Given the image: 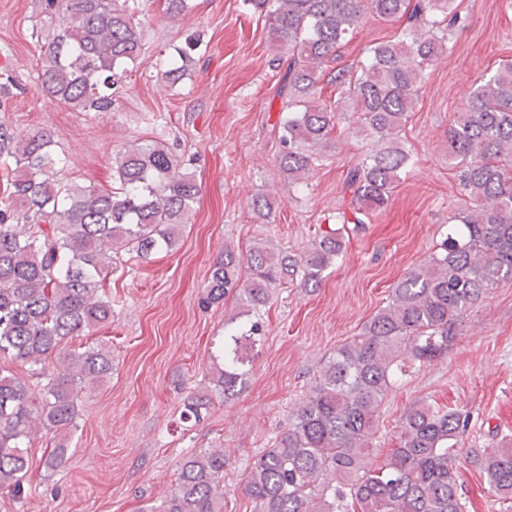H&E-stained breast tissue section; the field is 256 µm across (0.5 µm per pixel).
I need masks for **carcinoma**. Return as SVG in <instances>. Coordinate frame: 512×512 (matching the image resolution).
Returning a JSON list of instances; mask_svg holds the SVG:
<instances>
[{"mask_svg":"<svg viewBox=\"0 0 512 512\" xmlns=\"http://www.w3.org/2000/svg\"><path fill=\"white\" fill-rule=\"evenodd\" d=\"M264 11L271 41L288 53L279 89L278 164L302 181L313 151L343 119L379 148L348 173L346 189L369 211L386 208L410 161L400 133L430 68L448 51L443 33L458 15L453 0H251ZM367 13L404 22L401 38L368 49L356 70L334 76L338 98L322 96L325 66ZM43 91L76 112L112 110V86L141 55L144 29L129 0H45ZM200 39L176 50L161 73L171 85L186 75ZM53 135L0 123V356L32 367L39 391L0 369V489L20 498L32 435H53L44 468L56 470L69 450L81 394L112 373L99 346L66 347L75 336L112 324L107 280L121 255L144 259L168 250L188 223L201 187L158 142L130 144L116 158L112 184L83 186L59 177ZM448 159L458 168L461 206L448 236L428 259L391 289L387 305L360 334L324 360L315 385L285 431L254 461L244 481L255 512H463L454 447L468 426L463 413L428 400L400 423L398 447L381 465L370 450L387 394L405 361L448 354L456 328L490 290L512 281V62L476 82L469 106L448 129ZM252 211L270 218L272 201L255 196ZM342 216V223L351 220ZM342 235L321 236L299 256L269 247L243 254L224 245L205 285V300L231 296L238 312L224 322L211 352V393L183 401L180 420L199 422L214 404L248 386L261 346L260 311L277 284L298 277L316 288L342 256ZM56 355L58 368L46 372ZM487 491L512 500V440L471 451ZM151 512H224V450L185 457L173 490Z\"/></svg>","mask_w":512,"mask_h":512,"instance_id":"1","label":"carcinoma"}]
</instances>
